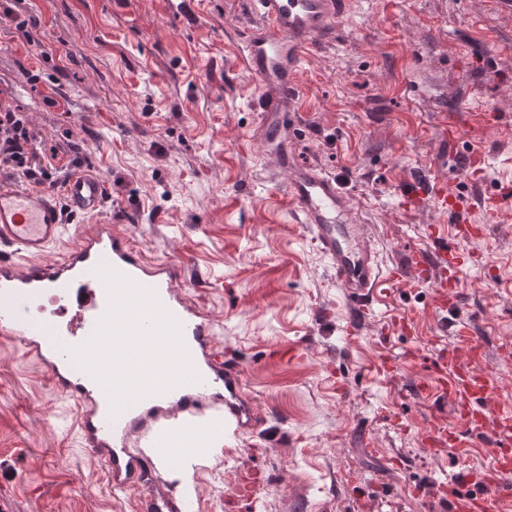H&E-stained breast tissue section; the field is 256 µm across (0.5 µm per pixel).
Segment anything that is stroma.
I'll list each match as a JSON object with an SVG mask.
<instances>
[{"mask_svg":"<svg viewBox=\"0 0 512 512\" xmlns=\"http://www.w3.org/2000/svg\"><path fill=\"white\" fill-rule=\"evenodd\" d=\"M9 8L37 20L0 24L10 102L47 143L83 147L109 193L97 222L176 268L260 415L221 432L191 482L167 469L176 493L198 512H448L438 485L481 476L493 451L467 434L429 447L458 422L413 388L438 349L475 340L512 407V200L493 215L472 205L483 236L448 239L477 256L459 311L439 318L430 286L403 280L354 320L331 263L273 198L283 176L253 138L258 82L234 61L256 23L245 0H192L186 17L170 0H0ZM299 90L291 150L347 186L382 266L449 221L403 208L408 180L470 194L475 155L486 190L512 175V13L496 0H355ZM138 498L113 491L48 369L0 335V512H138Z\"/></svg>","mask_w":512,"mask_h":512,"instance_id":"stroma-1","label":"stroma"}]
</instances>
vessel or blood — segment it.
<instances>
[{"label":"vessel or blood","mask_w":512,"mask_h":512,"mask_svg":"<svg viewBox=\"0 0 512 512\" xmlns=\"http://www.w3.org/2000/svg\"><path fill=\"white\" fill-rule=\"evenodd\" d=\"M259 24L244 31L236 60L259 81L255 100L259 141L274 151L285 174L283 192L295 223L304 225L329 259L356 317L373 310L375 291L386 280L410 275L435 283L438 311L451 309L470 253L449 247L443 225L429 228L431 246L409 252L405 269L382 271L365 243V225L353 219V203L340 182L321 168L295 162L288 149V114L295 111L296 76L302 60L334 37L352 0H246ZM431 201L455 219L458 237L481 236L469 223L466 196L410 182L405 207ZM105 203L104 184L93 170L71 174L60 193L0 188V245L15 247L26 266L0 260V334L17 336L27 355L52 372L55 389L72 400L86 448L104 457L113 488H147L140 512H185L184 499L161 476L170 456L148 455L139 443L147 435L164 438L201 419L241 432L256 423L245 393L243 373L233 358L217 356L212 319L177 284V272L142 260L125 236L94 222ZM91 224L67 254L50 259L76 217ZM49 295L60 320L39 326L31 318L37 296ZM480 343L442 352L422 382L420 393L452 404L469 432L487 436L496 382L477 373ZM186 368L188 376L156 386V362ZM487 436L494 461L471 491L449 484L451 512H499L512 487V415Z\"/></svg>","instance_id":"b4317fda"}]
</instances>
